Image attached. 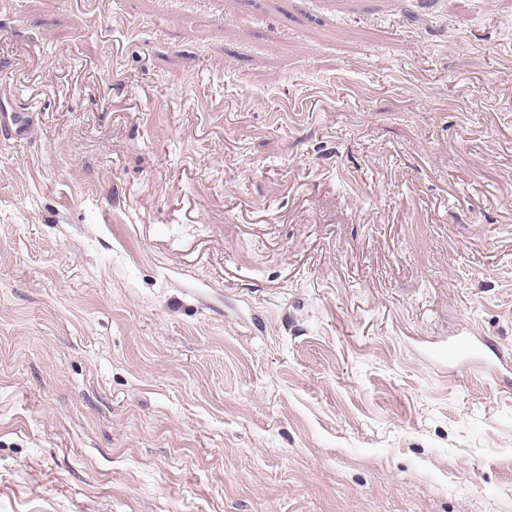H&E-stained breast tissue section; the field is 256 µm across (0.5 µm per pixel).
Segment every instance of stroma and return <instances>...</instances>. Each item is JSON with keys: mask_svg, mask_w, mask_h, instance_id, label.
<instances>
[{"mask_svg": "<svg viewBox=\"0 0 512 512\" xmlns=\"http://www.w3.org/2000/svg\"><path fill=\"white\" fill-rule=\"evenodd\" d=\"M0 512H512V0H0ZM10 100L9 96L1 98L0 95V141L2 143L20 144L30 139L34 133V112L9 111L4 102ZM487 346L484 341H470L462 344L460 347L454 348L450 354L455 358L471 364L476 367H493L496 366L505 370L509 374L512 373V354L499 351L495 354V361L487 363L484 360L482 347Z\"/></svg>", "mask_w": 512, "mask_h": 512, "instance_id": "35a3bbf8", "label": "stroma"}]
</instances>
